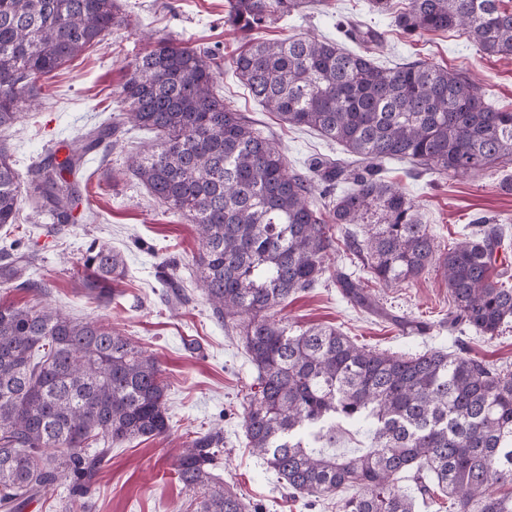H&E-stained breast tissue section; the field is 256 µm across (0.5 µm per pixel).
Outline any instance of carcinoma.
I'll return each instance as SVG.
<instances>
[{
	"mask_svg": "<svg viewBox=\"0 0 512 512\" xmlns=\"http://www.w3.org/2000/svg\"><path fill=\"white\" fill-rule=\"evenodd\" d=\"M225 22L240 32L300 11L308 0H228ZM116 0H0V132L38 99L37 83L126 23ZM408 35L453 30L490 56L512 55V8L504 0H408L394 15ZM363 45L377 41L362 25L340 26ZM234 72L268 112L307 127L366 163L336 159L314 173L331 190L354 187L332 202L327 222L313 200L316 180L288 170L282 153L253 121L224 105L221 69L207 50L160 41L137 57L116 102L123 119L155 134L127 168L151 195L195 225L198 270L213 315L238 330L256 370L244 428L253 452L301 498L352 490L344 512H415L397 485L413 476L419 492H439L454 512H512V371L464 352L398 355L359 346L330 326L294 330L276 318L290 295L326 272L333 228L363 224L347 247L385 286L442 269L452 300L448 326L493 338L512 327V286L497 253L500 224H483L438 253L406 194L381 176L405 159L449 176L485 173L512 159V111L484 98L466 73L421 61L394 68L365 50L327 38L254 39L233 58ZM105 124L59 159L30 170L29 196L54 224L78 222L83 156L109 142ZM22 187L0 145V228L16 223ZM28 257L0 252V277H23ZM85 290L104 302L125 265L106 244L83 257ZM354 305L371 310L362 281L336 272ZM368 432L355 453L317 444L336 429ZM170 431L167 385L158 360L96 320L76 321L42 306L0 304V512H24L47 487L70 480L76 498L63 512H90L86 497L107 450ZM103 450L89 455V443ZM224 430L183 444L177 478L197 494L194 512H248L212 473Z\"/></svg>",
	"mask_w": 512,
	"mask_h": 512,
	"instance_id": "carcinoma-1",
	"label": "carcinoma"
}]
</instances>
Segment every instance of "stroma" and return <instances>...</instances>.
<instances>
[{"label": "stroma", "instance_id": "obj_1", "mask_svg": "<svg viewBox=\"0 0 512 512\" xmlns=\"http://www.w3.org/2000/svg\"><path fill=\"white\" fill-rule=\"evenodd\" d=\"M129 25L112 33L82 55L41 80L40 106L22 112L0 132L19 174L52 150L78 140L97 126L116 119L112 93L124 83L135 58L151 40L166 38L182 46L204 49L221 65L217 90L226 107L258 123L285 156L289 169L306 171L324 158H341L342 146L308 128H291L266 112L238 80L232 59L244 44L241 32L226 24L227 0H119ZM360 21L381 36L372 47L382 66L421 60L469 71L486 99L512 109V57H492L456 32L407 37L391 16L371 12L369 0H310L301 12L258 30L261 38L336 37L337 22ZM154 135L125 127L118 145L99 146L82 161L77 176L82 196L78 223L54 229L48 216H36L23 199L15 224L0 229V248L16 246L34 256L28 277L46 287L44 293L23 290L0 280V302L18 306L51 304L75 320H97L134 340L159 360L169 385L171 429L164 438L134 439L114 446L89 494L91 512H194L193 492L178 481L174 461L187 437L213 426L224 430V451L214 473L261 512H340V495L307 505L289 495L278 476L247 444L244 431L246 397L256 372L242 340L217 322L197 278L201 246L193 224L161 205L126 170L128 153L147 149ZM386 180L400 187L415 204L440 249L450 248L461 234L483 222L503 225L504 244L498 264L512 268V192L503 182L512 164L477 177H441L392 161ZM330 255V270L311 289L289 296L278 316L299 329L324 324L336 327L357 344L397 354L428 349L468 354L498 368L512 370V328L487 338L471 330L448 328L450 296L440 272L430 271L395 287L379 284L341 242ZM119 252L126 276L111 303L96 304L84 295L82 256L92 242ZM360 278L377 299L376 312L354 307L341 293L333 269ZM181 292L168 302L167 279Z\"/></svg>", "mask_w": 512, "mask_h": 512}]
</instances>
